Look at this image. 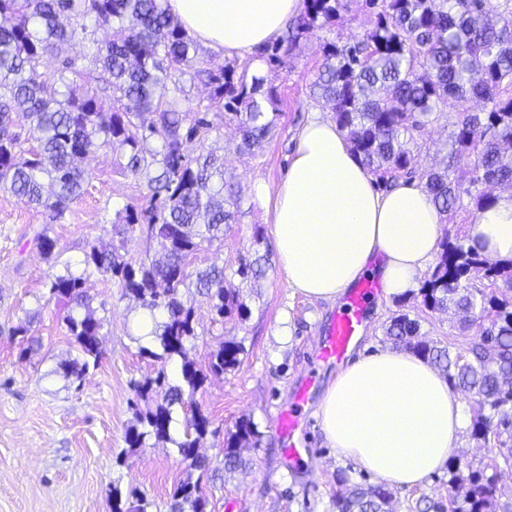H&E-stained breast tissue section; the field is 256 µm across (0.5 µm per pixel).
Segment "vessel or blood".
<instances>
[{
  "label": "vessel or blood",
  "instance_id": "b4317fda",
  "mask_svg": "<svg viewBox=\"0 0 512 512\" xmlns=\"http://www.w3.org/2000/svg\"><path fill=\"white\" fill-rule=\"evenodd\" d=\"M376 289V283L368 279L353 289L343 307L337 310L336 317L330 324L319 349V360L325 363H338L345 359L363 328L368 300ZM306 400V391H299L288 410L279 414L277 430L282 437L290 439L299 428L301 407Z\"/></svg>",
  "mask_w": 512,
  "mask_h": 512
}]
</instances>
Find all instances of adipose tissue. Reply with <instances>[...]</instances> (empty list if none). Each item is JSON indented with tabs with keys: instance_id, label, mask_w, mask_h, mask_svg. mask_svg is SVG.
<instances>
[{
	"instance_id": "adipose-tissue-1",
	"label": "adipose tissue",
	"mask_w": 512,
	"mask_h": 512,
	"mask_svg": "<svg viewBox=\"0 0 512 512\" xmlns=\"http://www.w3.org/2000/svg\"><path fill=\"white\" fill-rule=\"evenodd\" d=\"M193 38L226 56L277 38L303 0H168ZM272 234L290 288L340 301L379 277L384 295L415 288L435 259L441 216L423 184L381 190L336 122L313 116L298 132L288 171L273 190ZM470 237L487 257H512V196L477 211ZM327 444L399 488L422 485L447 462L463 410L447 381L418 355L389 347L357 354L319 403Z\"/></svg>"
}]
</instances>
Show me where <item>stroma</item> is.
Masks as SVG:
<instances>
[{
  "instance_id": "1",
  "label": "stroma",
  "mask_w": 512,
  "mask_h": 512,
  "mask_svg": "<svg viewBox=\"0 0 512 512\" xmlns=\"http://www.w3.org/2000/svg\"><path fill=\"white\" fill-rule=\"evenodd\" d=\"M371 27L360 0H351L332 30L301 39L291 70L268 67L251 56L237 58L239 71L265 76L277 89V131L253 156L235 152L231 124L203 142L205 148L223 151L226 172L239 183L243 203L238 223L192 265L222 266L225 288L241 291L251 310L243 321H217L206 304L195 306L196 336L187 349L198 366H207L222 342L233 340L244 348L238 367L209 375L193 397L211 421L199 451L222 471L219 479L204 485L206 512H333L340 489L337 473L365 488L381 483L329 448L322 435L318 406L338 367L318 361L317 351L336 305L294 292L275 265L253 288L244 287L236 274L240 258L273 248L266 197L286 173L299 129L312 113L334 116L329 104L310 98L308 88L325 42L359 40ZM461 117L458 104L448 102L438 120L418 136L422 165L441 166L448 134ZM79 165L88 175L85 192L62 221L0 192V512H110L115 489L127 504L143 498L148 512H167L174 487L199 476L175 446L183 437V413L175 415L171 441L150 440L131 454L125 435L136 422L134 383L161 368L169 380H177L180 363L163 367L140 355L146 339L135 321L143 309L124 296L116 278L96 274L85 284L103 322L99 366L79 387L61 369L77 351L64 322L66 306L48 296L50 282L66 263L81 260L88 244L111 243L116 211L140 204L143 190L142 182L115 173L111 152L96 151ZM39 231L54 242L52 258H45L33 242ZM401 309L417 314L420 301L410 295L401 303L376 293L355 351L389 347L384 326ZM22 324L39 340L29 352L24 336L15 332ZM303 388L308 396L295 434L303 453L293 462L285 454L287 440L277 432V417ZM243 419L255 431L244 452L249 466L223 471L225 441Z\"/></svg>"
}]
</instances>
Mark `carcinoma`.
Masks as SVG:
<instances>
[{
    "instance_id": "carcinoma-1",
    "label": "carcinoma",
    "mask_w": 512,
    "mask_h": 512,
    "mask_svg": "<svg viewBox=\"0 0 512 512\" xmlns=\"http://www.w3.org/2000/svg\"><path fill=\"white\" fill-rule=\"evenodd\" d=\"M373 28L353 44L324 46L323 61L310 82L313 99L333 106L337 125L352 151L387 188L408 177L424 184L440 214L454 217L471 206L490 207L492 187L512 184V4L490 0H364ZM347 0H304L302 13L273 42L257 52L269 66L288 68V57L308 33L335 23ZM0 189L64 218L84 192L86 175L76 159L100 148L116 155L118 168L145 183L144 203L115 214L117 239L92 245L81 270L57 275L49 296L70 305L65 324L79 357L64 365L71 382L82 384L103 358L102 322L83 289L94 272L117 278L124 295L152 318L150 345L140 352L163 364L180 359V379L165 369L133 385L145 408L128 430V452L146 440H171L176 408L190 410L177 448L200 476L214 473L210 462L194 459L209 434L210 421L192 406L206 371L220 373L240 363L243 346L224 341L211 353L208 369L188 358L196 336V299L219 318L244 320L250 308L236 291L224 289V268L187 272L204 244L224 238L237 220L242 195L226 178L224 158L195 152L191 144L236 126L239 153H254L278 127L279 98L261 75L237 74L231 61L205 54L167 7V0H0ZM106 27L102 46L87 38ZM85 42L84 58L95 69L80 71L70 60L53 71H38L41 58L64 42ZM205 78V100L186 94V79ZM455 99L463 118L448 136L444 168L421 166L414 146L419 133ZM29 127L35 145L20 147L17 124ZM139 232L154 241L160 256L129 260L128 242ZM268 253L239 260L237 274L257 283ZM476 269L488 285L470 282ZM190 291L184 298L183 290ZM421 314H393L385 336L442 373L453 388L472 394L471 436L486 445L512 441V258L490 263L461 236L440 240L437 261L417 289ZM462 314L459 328L487 322L465 357L421 333L422 315ZM164 390L162 401L154 399ZM254 431L240 422L224 448V469L245 467L242 449ZM512 448L499 451L493 465L465 455L448 459V503L422 498L420 512H509L512 504ZM394 493L383 485H355L336 495V512H393ZM201 480L178 485L169 512H205Z\"/></svg>"
}]
</instances>
